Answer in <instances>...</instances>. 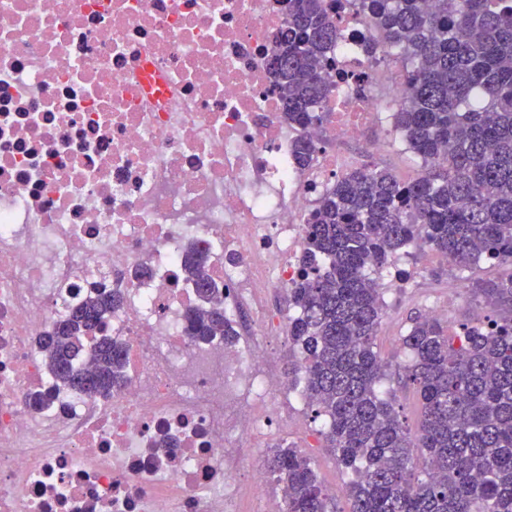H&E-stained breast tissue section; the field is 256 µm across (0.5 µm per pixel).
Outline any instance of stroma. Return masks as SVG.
Returning a JSON list of instances; mask_svg holds the SVG:
<instances>
[{"label":"stroma","instance_id":"stroma-1","mask_svg":"<svg viewBox=\"0 0 512 512\" xmlns=\"http://www.w3.org/2000/svg\"><path fill=\"white\" fill-rule=\"evenodd\" d=\"M369 139L384 144V152L376 157H365L363 166L378 165L387 168L395 177L407 179L421 170V161L406 147L393 128L391 113H384L367 131ZM392 288L384 292L385 316L378 328L376 344L381 358L388 365L389 383L396 390L397 407L410 432H417L421 419L420 403L413 386L401 380L403 367L409 360L402 346V338L411 326L412 318L423 314L427 305L447 300L448 321L457 326L489 315L490 309L483 299L471 290L472 277L485 280L500 275V268L480 264L477 271L455 266L437 252L416 258L413 249L399 252ZM305 425H289L282 437L283 443L296 446L307 456L324 486L330 487L329 512H349L346 495L349 476L337 461L323 438V419L306 412Z\"/></svg>","mask_w":512,"mask_h":512}]
</instances>
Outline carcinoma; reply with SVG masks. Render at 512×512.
Wrapping results in <instances>:
<instances>
[{
    "label": "carcinoma",
    "instance_id": "1",
    "mask_svg": "<svg viewBox=\"0 0 512 512\" xmlns=\"http://www.w3.org/2000/svg\"><path fill=\"white\" fill-rule=\"evenodd\" d=\"M356 2L375 32L371 49L406 62L395 131L422 170L408 181L375 167L354 170L320 195L288 290V336L301 350L288 376L324 418L326 447L352 473L350 512H512V0ZM338 39L327 0H291L268 60L288 123L326 119L331 88L321 65L332 64ZM315 152L303 138L295 159L306 166ZM420 239L461 266L508 271L473 280L500 314L455 332L413 319L403 338L413 358L402 376L421 402L413 438L395 398L380 391L377 276ZM184 269L198 296L211 299L205 253L188 251ZM120 303L100 293L53 325L42 348L57 379L99 396L125 381L124 343L102 337L90 352L83 343ZM187 323L199 341L232 336L216 306L190 310ZM268 468L282 485L279 512H327V491L296 447L278 446Z\"/></svg>",
    "mask_w": 512,
    "mask_h": 512
}]
</instances>
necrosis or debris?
I'll list each match as a JSON object with an SVG mask.
<instances>
[{"instance_id": "1", "label": "necrosis or debris", "mask_w": 512, "mask_h": 512, "mask_svg": "<svg viewBox=\"0 0 512 512\" xmlns=\"http://www.w3.org/2000/svg\"><path fill=\"white\" fill-rule=\"evenodd\" d=\"M339 0L326 122L289 126L267 60L290 0H0V512H242L269 496L253 451L283 399L306 406L277 335L324 187L381 143L404 92ZM319 150L292 158L298 137ZM207 252L231 340L198 342L187 246ZM128 379L56 382L40 344L95 287Z\"/></svg>"}]
</instances>
